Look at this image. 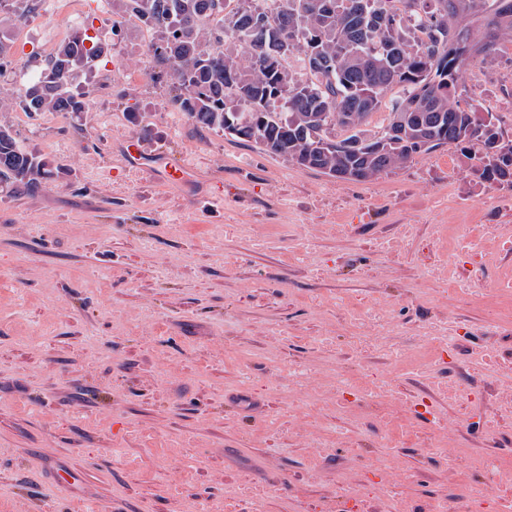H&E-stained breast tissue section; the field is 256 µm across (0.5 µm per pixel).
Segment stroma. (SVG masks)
Listing matches in <instances>:
<instances>
[{"label": "stroma", "mask_w": 512, "mask_h": 512, "mask_svg": "<svg viewBox=\"0 0 512 512\" xmlns=\"http://www.w3.org/2000/svg\"><path fill=\"white\" fill-rule=\"evenodd\" d=\"M118 17L40 0L4 28L0 84ZM113 39L78 78L80 117L0 111L64 170L0 184V512H241L258 494L264 512H494L512 496V190L452 146L369 182L297 167L173 111L154 31ZM459 86L512 139V60L476 58ZM169 164L185 182L159 181ZM442 323L443 355L421 341ZM348 378L385 392L345 401ZM426 392L444 427L415 421Z\"/></svg>", "instance_id": "stroma-1"}]
</instances>
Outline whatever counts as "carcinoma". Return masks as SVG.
I'll return each instance as SVG.
<instances>
[{
    "mask_svg": "<svg viewBox=\"0 0 512 512\" xmlns=\"http://www.w3.org/2000/svg\"><path fill=\"white\" fill-rule=\"evenodd\" d=\"M122 0L123 14L158 34L152 64L167 68L173 110L201 129L252 142L301 168L365 182L402 170L415 156L453 145L482 182L512 188V139L473 99L461 105L460 70L474 55L512 45V0ZM19 22L31 0H0ZM483 26L493 39L479 44ZM110 52L77 32L35 77L0 88V110L67 112L87 95L74 82ZM397 96L386 99L390 90ZM389 110L375 136L358 126ZM61 173L0 125V182L33 190Z\"/></svg>",
    "mask_w": 512,
    "mask_h": 512,
    "instance_id": "carcinoma-1",
    "label": "carcinoma"
}]
</instances>
